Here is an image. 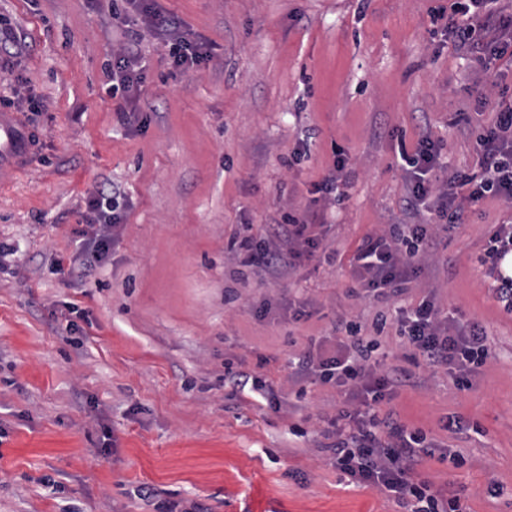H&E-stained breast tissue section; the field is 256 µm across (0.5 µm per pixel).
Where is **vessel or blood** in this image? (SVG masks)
<instances>
[{"label": "vessel or blood", "mask_w": 512, "mask_h": 512, "mask_svg": "<svg viewBox=\"0 0 512 512\" xmlns=\"http://www.w3.org/2000/svg\"><path fill=\"white\" fill-rule=\"evenodd\" d=\"M40 143L19 113L0 107V179L23 174L30 166Z\"/></svg>", "instance_id": "vessel-or-blood-1"}]
</instances>
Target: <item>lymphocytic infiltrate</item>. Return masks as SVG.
<instances>
[{"label":"lymphocytic infiltrate","instance_id":"obj_1","mask_svg":"<svg viewBox=\"0 0 512 512\" xmlns=\"http://www.w3.org/2000/svg\"><path fill=\"white\" fill-rule=\"evenodd\" d=\"M136 19L125 32L126 53L109 70L106 94L118 97L140 83L134 66L141 56L138 46L142 32H150L168 50L174 66L187 72L209 58L206 47L191 40L180 23L167 14L157 0H126ZM494 0H453L452 15L461 16L455 25L461 46L480 53L481 60L512 57V18L493 9ZM482 146L479 172L461 174L446 191L432 195L431 172L442 146L422 138L414 153H402L410 188L404 207L413 213L427 208L429 197H436V215L449 226L463 223L464 213L457 202L459 189L476 203L488 196L512 199V102L501 105L496 119L478 136ZM322 243L317 218L312 214H285L275 226L272 238H256L242 233L230 240L231 253L245 263L267 271L290 265L301 257H313ZM439 242L427 224H393L382 233L366 234L351 259L355 287L349 295L372 294L377 300L398 299L406 295L418 278L420 254L437 249ZM481 260L494 280L496 298L507 313H512V274H505L502 263L512 256V224L491 227L485 234ZM394 327L400 345L409 349L410 360L426 366L455 365L459 370L458 388H469L489 357L488 334L477 323H450L442 317L432 297H424L411 307H399L396 320L378 313L370 328L352 320L335 326L347 343L335 354L308 345L289 363L294 375L315 378L321 383L347 388L360 398V408L341 410L334 420L336 430L327 446L333 463L349 483L379 491L393 499L405 512H463L459 497H445L441 488L423 478L418 466L430 453L421 432L394 418L381 415L377 407L391 400L395 389L409 384L412 374L396 366L382 372L372 354L378 348L375 335Z\"/></svg>","mask_w":512,"mask_h":512}]
</instances>
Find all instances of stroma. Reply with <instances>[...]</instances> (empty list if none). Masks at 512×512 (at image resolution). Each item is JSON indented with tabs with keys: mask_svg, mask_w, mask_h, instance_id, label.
<instances>
[{
	"mask_svg": "<svg viewBox=\"0 0 512 512\" xmlns=\"http://www.w3.org/2000/svg\"><path fill=\"white\" fill-rule=\"evenodd\" d=\"M112 2L0 0L25 36L0 50V105L41 136L0 189V512H403L342 481L324 432L354 399L289 380L288 358L379 311L347 297L349 259L364 234L419 221L401 152L428 137L439 180L476 172L512 61L487 75L456 49L431 17L452 0H159L211 56L185 76L144 37L152 109L123 124L103 92L126 42ZM334 172L327 201L314 185ZM95 190L123 222L90 264L77 238ZM463 210L405 301L461 309L492 355L464 391L453 369L416 367L380 411L421 430L423 471L467 512H512V316L478 261L512 203ZM288 211L322 215L315 259L271 273L227 251ZM228 362L272 382L279 409L232 397Z\"/></svg>",
	"mask_w": 512,
	"mask_h": 512,
	"instance_id": "35a3bbf8",
	"label": "stroma"
}]
</instances>
